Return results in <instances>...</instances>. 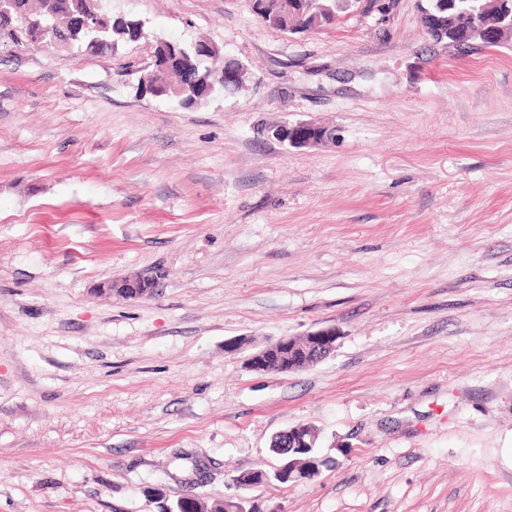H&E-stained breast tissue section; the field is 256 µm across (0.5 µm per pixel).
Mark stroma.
Instances as JSON below:
<instances>
[{"label": "stroma", "mask_w": 512, "mask_h": 512, "mask_svg": "<svg viewBox=\"0 0 512 512\" xmlns=\"http://www.w3.org/2000/svg\"><path fill=\"white\" fill-rule=\"evenodd\" d=\"M418 4L285 34L248 0H104L146 38L0 45V512H512V49ZM160 38L253 79L138 94ZM300 121L334 140L273 137ZM326 328L310 367H245ZM299 424L328 465L239 485ZM155 278L151 275L109 280L99 284V291L119 298H139L150 294L155 288Z\"/></svg>", "instance_id": "35a3bbf8"}]
</instances>
